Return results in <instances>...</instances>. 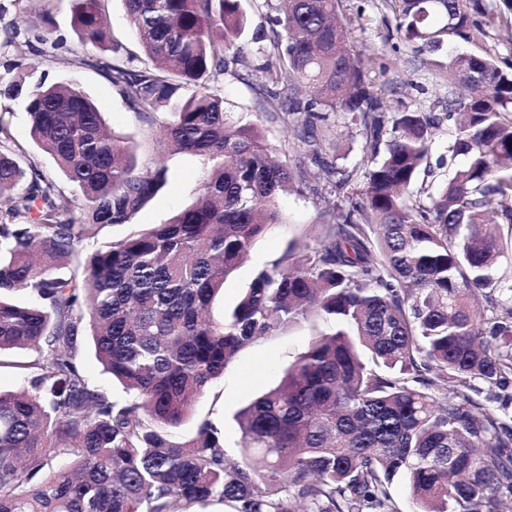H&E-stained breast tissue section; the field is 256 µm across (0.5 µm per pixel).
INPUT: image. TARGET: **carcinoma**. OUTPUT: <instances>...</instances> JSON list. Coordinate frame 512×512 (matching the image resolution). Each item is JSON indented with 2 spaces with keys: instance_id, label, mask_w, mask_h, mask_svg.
Masks as SVG:
<instances>
[{
  "instance_id": "1",
  "label": "carcinoma",
  "mask_w": 512,
  "mask_h": 512,
  "mask_svg": "<svg viewBox=\"0 0 512 512\" xmlns=\"http://www.w3.org/2000/svg\"><path fill=\"white\" fill-rule=\"evenodd\" d=\"M102 0H75L74 31L138 112H161L165 145L208 162L199 193L167 222L82 259L76 245L129 224L166 185L137 168L125 137L69 83L35 77L38 35L4 29L0 103L18 101L37 147L80 204L25 157L0 118V355L26 349L31 388L0 392V512H501L512 501V73L491 51L448 68L466 89L446 112H389L346 39L342 0H264L276 52L266 102L318 162L336 199L320 239L254 276L233 310L212 305L254 242L282 221L278 198L306 185L305 161L277 162L258 127L224 112L211 83L243 62L242 0H123L139 52L119 54ZM420 55L469 39L485 0H393ZM439 16L442 27L431 19ZM358 124L369 166L330 158V115ZM454 121L465 165L436 197L411 191L431 130ZM364 187L358 188V182ZM76 270L61 275L65 261ZM17 291L29 299L13 298ZM317 311L319 335L280 383L240 414L241 459L216 423L178 429L253 341ZM128 398L112 400L77 363L84 337Z\"/></svg>"
}]
</instances>
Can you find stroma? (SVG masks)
<instances>
[{
  "mask_svg": "<svg viewBox=\"0 0 512 512\" xmlns=\"http://www.w3.org/2000/svg\"><path fill=\"white\" fill-rule=\"evenodd\" d=\"M0 3L7 7L1 20L19 22L24 28H38L44 36L45 56L39 70L45 74L47 82L70 83L79 87L101 105L108 128L132 143L138 165L158 164L167 169L165 187L135 216L132 223L106 226L97 243L117 242L133 231L163 223L189 204L198 191L204 160L170 153L160 139L162 114L146 115L133 111L105 77L95 70L71 63L67 49L78 44L73 27L72 0H37L31 6L14 5L10 0H0ZM244 7L248 15L244 61L236 74L220 77L216 87L224 97L225 109L230 112L232 120L257 126L274 155L284 160L293 152V136L281 114L269 111L264 102L265 79L261 70L266 56L273 50V24L264 0H245ZM341 8L347 20L348 39L361 50L370 79L391 86L390 92L384 96L386 109L391 112L444 111L449 77L439 64L446 61L447 50L436 53V66L421 65L411 44L396 30L389 0H342ZM45 11L50 12L52 25L43 24L41 14ZM471 36L472 48H489L499 67L512 73V28L502 23L499 13L478 17ZM60 39L65 40V47H57L56 42ZM5 118L10 123L16 144L36 159L57 183H64L65 178L54 162L32 140L23 105L12 104ZM452 131V124L445 122L432 137L431 159L438 162L439 167L434 175L424 179L429 194H436L440 182L447 178L449 172L464 163L463 157L452 159L448 156ZM333 144L336 155L347 170L366 166L363 140L350 116L336 119ZM307 169L308 188L287 193L280 199L284 223L270 226L256 240L247 259L225 281V309L236 305L258 270L287 249L300 250L313 244L325 200L313 191L314 186L322 182L319 167L311 162ZM334 329V321L317 317L292 326L283 335L250 344L225 368L223 377L208 387L189 419L176 430V437L181 439L192 435L198 421L210 419L223 430L229 455H236L241 437L236 420L238 412L255 397L274 387L316 334Z\"/></svg>",
  "mask_w": 512,
  "mask_h": 512,
  "instance_id": "1",
  "label": "stroma"
}]
</instances>
